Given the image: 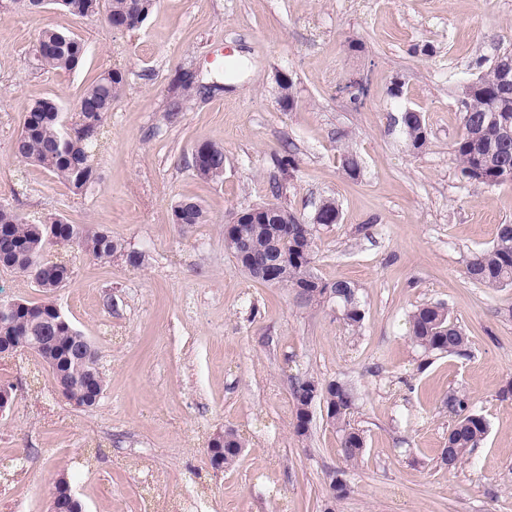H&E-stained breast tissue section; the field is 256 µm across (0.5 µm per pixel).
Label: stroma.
I'll return each mask as SVG.
<instances>
[{"mask_svg": "<svg viewBox=\"0 0 512 512\" xmlns=\"http://www.w3.org/2000/svg\"><path fill=\"white\" fill-rule=\"evenodd\" d=\"M82 39L77 71L34 60L46 27ZM512 47V0H158L132 30L104 14L49 4L0 8V202L27 218L53 214L141 253L72 260L52 295L88 336L105 374L97 404L76 409L34 355L0 359L17 386L0 416V512H49L66 470L85 512H157L185 493L210 512H512V288L465 274L467 258L512 223V185L477 189L451 155L462 131L458 87ZM121 70L94 156L95 181L73 195L19 163L12 144L35 101L73 111L101 72ZM294 82L293 104L277 77ZM191 76L197 90L179 83ZM366 81L354 105L346 87ZM424 115L429 143L411 154L401 115ZM210 141L224 174L203 181L185 161ZM357 155L358 178L340 156ZM296 168L282 173L278 159ZM281 201L311 218L334 199L337 223L317 233L316 270L353 283L365 317L349 328L328 306L297 307L286 288L251 279L224 247L232 213ZM200 203L210 221L184 227L172 207ZM445 303L470 341L465 357L423 359L408 339L417 306ZM312 375L349 382L364 454L344 462L322 405L308 436L293 431L291 385ZM465 391L488 423L471 456L441 451L449 390ZM236 430L235 466L209 462L207 439ZM348 485L332 497L334 473Z\"/></svg>", "mask_w": 512, "mask_h": 512, "instance_id": "1", "label": "stroma"}]
</instances>
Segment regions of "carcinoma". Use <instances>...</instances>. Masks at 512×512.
<instances>
[{
  "mask_svg": "<svg viewBox=\"0 0 512 512\" xmlns=\"http://www.w3.org/2000/svg\"><path fill=\"white\" fill-rule=\"evenodd\" d=\"M106 21L117 30L140 26L156 5V0H107ZM74 16L98 13L99 0H53ZM35 52L40 68L48 72H73L86 54L84 42L73 34L54 27L43 29L36 39ZM512 69V50H504L487 70L473 81L470 91L459 89L464 107L463 129L452 145V153L460 175L468 183L487 188L512 185V84L501 83L504 68ZM125 74L118 70L102 72L83 91L74 112H62L53 99L35 102L26 117L20 134L13 143L18 162L40 167L79 195L94 181L93 153L105 137V122L112 101L124 92ZM401 124L409 150L418 154L428 145L429 133L421 113L407 110ZM194 174L202 180L219 179L224 170V149L214 143L197 144V157L187 161ZM276 201L260 205L271 217L267 224H246L247 246L255 254L288 253V262L278 270L277 284L293 293L302 307L325 304L350 305L342 310L341 319L356 329L361 326L364 311L357 288L348 281L325 282L313 271L316 253H297L301 241L310 239L316 248V225L335 224L340 218L336 201L324 207L317 219L306 221L294 211L277 202L283 193L279 182L272 185ZM173 215L183 224H206L209 217L201 204L182 201L173 207ZM288 219L291 233L279 234L278 223ZM54 246L76 249L96 260H108L118 252L135 268L142 258L136 251L123 252L112 236L93 231L83 224H70L61 216L29 220L9 206L0 203V266L11 268L27 277L49 295L69 278L70 263L64 258L49 257ZM467 278L474 284L496 290L512 287V224H500L492 245L473 253L466 261ZM408 335L423 355L463 356L469 340L455 323L448 307L431 303L413 310L408 317ZM27 349L52 372L55 380L65 386L63 397L78 408L94 406L105 390V377L100 357L90 339L69 320H61L52 300L30 303L25 300L0 299V352ZM296 435L305 437L312 407L322 401L327 417L339 434L345 463L354 464L363 455L365 438L351 424L350 414L356 397L345 381L327 383L313 376L299 377L292 388ZM443 407L452 418L448 429V447L456 462H461L488 432L483 415L475 411L468 396L452 390L443 400ZM207 447L228 448L224 467L238 460L235 448L244 447L241 436L233 429L224 431V442L207 441Z\"/></svg>",
  "mask_w": 512,
  "mask_h": 512,
  "instance_id": "carcinoma-1",
  "label": "carcinoma"
}]
</instances>
